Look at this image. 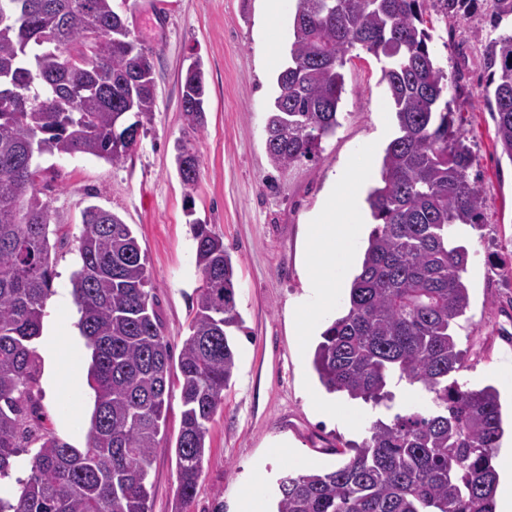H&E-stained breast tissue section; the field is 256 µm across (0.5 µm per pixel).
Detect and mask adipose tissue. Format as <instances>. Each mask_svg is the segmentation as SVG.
Here are the masks:
<instances>
[{
    "label": "adipose tissue",
    "instance_id": "obj_1",
    "mask_svg": "<svg viewBox=\"0 0 512 512\" xmlns=\"http://www.w3.org/2000/svg\"><path fill=\"white\" fill-rule=\"evenodd\" d=\"M376 143L368 144L358 159L331 175L324 203L304 229L306 244L318 260L305 267L302 275L305 295L304 318L298 329L301 338L313 335L319 321L331 315L338 293L346 285V274L354 264L349 243L362 238L370 221L363 201V178L370 171ZM343 206H336V199ZM56 333L43 336V354L50 366L51 381L61 396L74 393L81 382L80 370L61 367L65 354L86 357L88 350L72 322L57 323Z\"/></svg>",
    "mask_w": 512,
    "mask_h": 512
}]
</instances>
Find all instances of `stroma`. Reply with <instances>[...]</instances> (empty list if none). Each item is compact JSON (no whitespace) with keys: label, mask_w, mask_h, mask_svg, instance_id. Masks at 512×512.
Returning a JSON list of instances; mask_svg holds the SVG:
<instances>
[{"label":"stroma","mask_w":512,"mask_h":512,"mask_svg":"<svg viewBox=\"0 0 512 512\" xmlns=\"http://www.w3.org/2000/svg\"><path fill=\"white\" fill-rule=\"evenodd\" d=\"M297 0H280L276 26L266 21L267 0H113L129 29L154 53L156 107L127 158L112 164L92 156H42L37 187L50 204V228L62 242L54 259L53 293L45 307L51 323L73 307L71 276L77 268L82 212L95 204L120 216L135 232L154 285L155 304L173 352L189 334L192 303L201 284L190 225L198 220L223 237L237 280L243 327L233 335L237 368L210 426L203 472L188 512H234L241 496L261 487L273 498L284 471L328 469L342 458L330 447L361 442L376 409L327 394L312 367L318 343L297 336L302 269L311 261L303 228L335 169L375 138L381 120L395 114L382 64L355 49L344 67L340 127L323 139L315 160L273 168L264 127L278 92L266 50L287 57ZM434 54L448 76L444 99L475 157L470 171L483 191L482 225L467 231L465 274L470 304L460 318L465 367L459 381L494 386L504 420L512 419V160L501 151L495 124L479 94L485 85L484 49L493 33L485 10L467 19L427 10ZM201 60L207 84V124L196 138L198 182L187 191L174 165V145L185 124L180 78ZM351 405L352 422L318 414L317 399ZM40 422L72 446H83L65 416L74 406L90 421V388L60 400L39 380ZM286 442L284 453L273 444ZM150 480L152 512H174L175 457L159 453Z\"/></svg>","instance_id":"35a3bbf8"}]
</instances>
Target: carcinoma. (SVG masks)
Returning <instances> with one entry per match:
<instances>
[{
	"label": "carcinoma",
	"instance_id": "carcinoma-1",
	"mask_svg": "<svg viewBox=\"0 0 512 512\" xmlns=\"http://www.w3.org/2000/svg\"><path fill=\"white\" fill-rule=\"evenodd\" d=\"M480 0H298L294 40L276 77L266 153L278 170L315 157L339 126L347 55L361 47L385 62L399 134L384 150L366 203L377 221L345 313L315 347L322 387L387 405L396 377L420 386L431 405L367 428L329 470H293L277 480L276 512H494V468L504 433L495 387L455 375L464 354L453 331L469 307L468 251L449 247L458 224L481 222L484 198L470 179L474 156L454 130L447 75L438 67L425 14L465 18ZM512 19V0H490L493 30ZM481 98L497 141L512 159V29L488 41ZM152 51L130 38L112 0H0V83L41 105L0 112V512H151L150 472L174 452L177 506L192 501L206 438L236 367L230 333L240 328L236 279L224 240L192 223L202 285L189 335L171 371V345L155 309L145 257L130 225L96 205L83 210L80 265L71 295L92 349L91 430L76 448L38 423L41 333L55 272L48 203L35 159L89 155L117 164L112 129L142 128L156 106ZM186 132L178 173L205 127V73L196 60L181 80ZM180 389L175 446L163 443L168 399ZM30 456L29 473L13 476Z\"/></svg>",
	"mask_w": 512,
	"mask_h": 512
}]
</instances>
